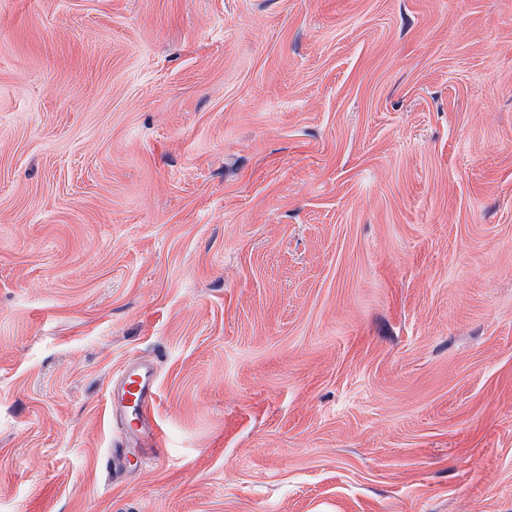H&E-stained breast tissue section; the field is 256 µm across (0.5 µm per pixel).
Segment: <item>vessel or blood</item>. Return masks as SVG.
<instances>
[{"label":"vessel or blood","instance_id":"vessel-or-blood-1","mask_svg":"<svg viewBox=\"0 0 512 512\" xmlns=\"http://www.w3.org/2000/svg\"><path fill=\"white\" fill-rule=\"evenodd\" d=\"M157 399L154 374L144 363L129 364L117 386L112 387L109 404L113 407L133 409L135 424L140 428H151L156 444H163L165 438L160 430L152 429V417Z\"/></svg>","mask_w":512,"mask_h":512}]
</instances>
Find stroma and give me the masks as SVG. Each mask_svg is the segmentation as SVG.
Segmentation results:
<instances>
[{
  "label": "stroma",
  "mask_w": 512,
  "mask_h": 512,
  "mask_svg": "<svg viewBox=\"0 0 512 512\" xmlns=\"http://www.w3.org/2000/svg\"><path fill=\"white\" fill-rule=\"evenodd\" d=\"M0 512H512V0H0ZM157 399L154 374L145 363L129 364L120 383L111 388L109 409L132 408L136 412L135 424L140 428H151Z\"/></svg>",
  "instance_id": "stroma-1"
}]
</instances>
